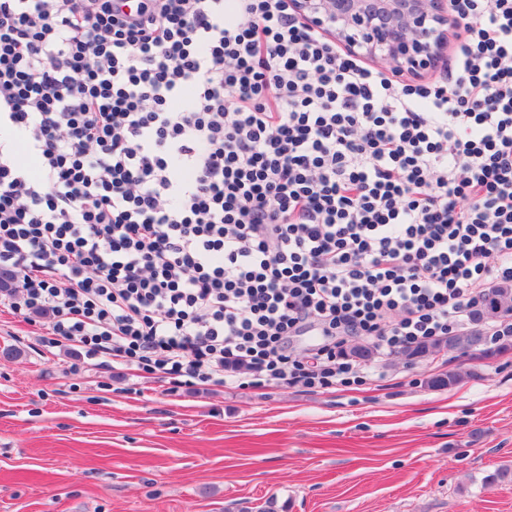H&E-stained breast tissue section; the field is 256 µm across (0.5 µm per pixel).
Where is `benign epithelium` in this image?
<instances>
[{
	"instance_id": "7a95c632",
	"label": "benign epithelium",
	"mask_w": 512,
	"mask_h": 512,
	"mask_svg": "<svg viewBox=\"0 0 512 512\" xmlns=\"http://www.w3.org/2000/svg\"><path fill=\"white\" fill-rule=\"evenodd\" d=\"M299 17L401 79L447 58L448 0H292Z\"/></svg>"
}]
</instances>
